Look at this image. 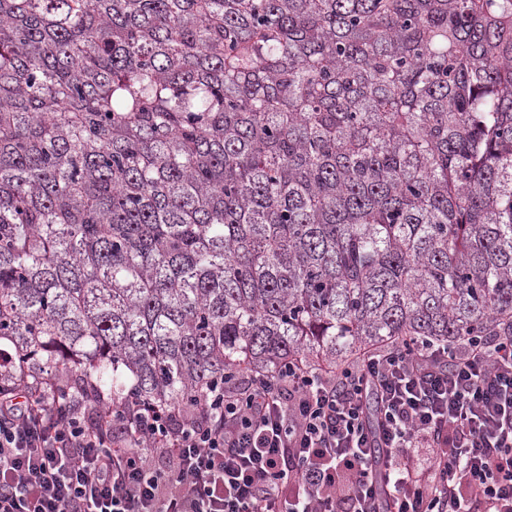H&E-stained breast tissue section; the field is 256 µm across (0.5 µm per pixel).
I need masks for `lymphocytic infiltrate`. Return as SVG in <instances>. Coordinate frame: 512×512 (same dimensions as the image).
<instances>
[{"label":"lymphocytic infiltrate","mask_w":512,"mask_h":512,"mask_svg":"<svg viewBox=\"0 0 512 512\" xmlns=\"http://www.w3.org/2000/svg\"><path fill=\"white\" fill-rule=\"evenodd\" d=\"M0 512H512V336L244 373L168 409L20 371Z\"/></svg>","instance_id":"obj_1"}]
</instances>
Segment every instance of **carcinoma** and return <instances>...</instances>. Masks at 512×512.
<instances>
[{
  "instance_id": "1",
  "label": "carcinoma",
  "mask_w": 512,
  "mask_h": 512,
  "mask_svg": "<svg viewBox=\"0 0 512 512\" xmlns=\"http://www.w3.org/2000/svg\"><path fill=\"white\" fill-rule=\"evenodd\" d=\"M512 335V0H0V346L121 400Z\"/></svg>"
}]
</instances>
